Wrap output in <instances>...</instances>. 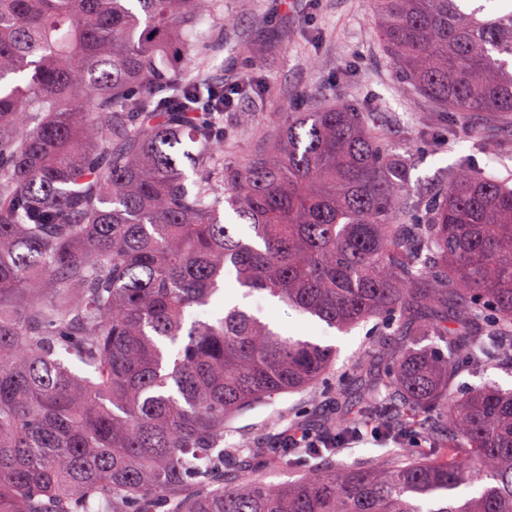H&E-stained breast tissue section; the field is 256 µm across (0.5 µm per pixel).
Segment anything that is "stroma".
<instances>
[{
  "instance_id": "stroma-1",
  "label": "stroma",
  "mask_w": 512,
  "mask_h": 512,
  "mask_svg": "<svg viewBox=\"0 0 512 512\" xmlns=\"http://www.w3.org/2000/svg\"><path fill=\"white\" fill-rule=\"evenodd\" d=\"M373 11V0H221L217 16H204L190 28L195 51L182 65L194 71L206 68L216 85L254 73L262 76L267 117L242 136L241 149H258L278 124L281 109L369 105L381 116L385 138L411 155L412 178H432L465 158L472 167L493 169L512 184V114L468 113L458 123L462 136L443 143L446 128L436 111L403 91L376 35ZM223 16L233 20L232 33L222 28ZM470 128L475 136H467ZM244 307L286 335L335 348L336 357L317 395L285 393L244 410L226 427L225 447L245 442L263 448L270 435L282 433L298 415L310 412L323 419L333 408L332 390L351 382L354 364L380 361L373 323L342 333L258 294L247 297Z\"/></svg>"
}]
</instances>
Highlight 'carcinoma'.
I'll use <instances>...</instances> for the list:
<instances>
[{
	"instance_id": "1",
	"label": "carcinoma",
	"mask_w": 512,
	"mask_h": 512,
	"mask_svg": "<svg viewBox=\"0 0 512 512\" xmlns=\"http://www.w3.org/2000/svg\"><path fill=\"white\" fill-rule=\"evenodd\" d=\"M374 4L407 91L512 114V7ZM212 5L0 0V512H512V391L453 384L512 362V187L465 162L414 182L376 113L344 105L224 154L265 113L221 129L202 111L260 86L216 107L156 65L191 53ZM229 278L339 332L375 321L382 365L315 433L375 424L427 456L222 447L227 421L317 393L334 360L237 304L205 317ZM265 464L305 471L276 486Z\"/></svg>"
}]
</instances>
